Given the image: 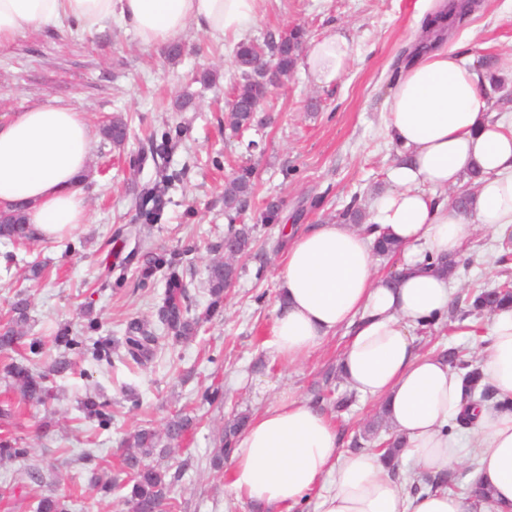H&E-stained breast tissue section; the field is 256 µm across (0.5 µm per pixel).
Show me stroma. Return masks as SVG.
I'll use <instances>...</instances> for the list:
<instances>
[{
	"mask_svg": "<svg viewBox=\"0 0 512 512\" xmlns=\"http://www.w3.org/2000/svg\"><path fill=\"white\" fill-rule=\"evenodd\" d=\"M428 6V0H270L249 37L301 26L313 40L343 29L353 51L343 78L329 89L295 70L265 105L270 123L240 137L224 127L235 81L233 42L191 27L181 38L182 56L172 59L165 46L143 48L133 32L118 25L89 32L70 24L33 28L0 45V111L60 101L84 113L93 129L118 113L130 127L124 148L96 141L85 183L88 224L54 242L18 249L12 262L0 245V321L24 290L31 307L19 346L23 355L36 344L46 357H56L55 336L64 327L106 346L122 337L133 318L158 334L153 358L139 367L71 352V369L48 378L47 405L28 409L14 427H0V437L29 451L26 458L0 461V483L35 463L50 474L58 494L75 499L73 512H125L118 493L106 495L91 485L96 457L117 458L123 439L136 430L164 433L183 410L200 424L159 460L177 477L172 492L177 512H260L230 489L227 470L213 469L219 453L213 437L284 388L311 397L328 385L335 396L352 395L350 406L335 414L344 448L375 450L393 440L388 422L379 419L381 402L351 394L340 372L343 337L288 365L276 356L272 326L277 275L288 246L282 223L303 228L335 220L352 199L369 203L385 186L395 157L386 101ZM448 44L477 58L496 60L512 52V0H482L480 9L453 29ZM205 68L214 72L209 86L193 79ZM187 94L193 104L180 109ZM176 126L183 136L167 165L179 178L166 195L162 222L140 224L132 197L155 175L153 161H141L140 155L150 137ZM249 140L256 141V149L247 150ZM246 169L253 197L234 221L254 226L253 250L235 261L240 274L224 293L223 315L204 324L193 341L173 342L157 317L164 276L140 285L136 251L143 245L159 254L182 252L192 305L203 309L206 268L223 259L221 243L232 221L224 214V185ZM273 200L280 209L268 224L262 216ZM499 251L498 240L476 233L466 247L470 271L458 267L452 275L459 313L419 331L422 351L457 347L464 360L481 366L489 336L474 329L489 321L474 320L464 310L474 287L499 280ZM34 261L44 267L37 282L27 278V265ZM88 395L103 404L110 417L106 425L79 411ZM87 450L94 461H83Z\"/></svg>",
	"mask_w": 512,
	"mask_h": 512,
	"instance_id": "stroma-1",
	"label": "stroma"
}]
</instances>
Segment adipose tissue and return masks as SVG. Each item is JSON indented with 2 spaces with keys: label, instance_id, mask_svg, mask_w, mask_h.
I'll return each instance as SVG.
<instances>
[{
  "label": "adipose tissue",
  "instance_id": "obj_1",
  "mask_svg": "<svg viewBox=\"0 0 512 512\" xmlns=\"http://www.w3.org/2000/svg\"><path fill=\"white\" fill-rule=\"evenodd\" d=\"M265 0H0V45L47 24L94 31L116 22L144 47L179 41L188 28L236 40ZM352 48L343 32L310 41L302 69L328 88L346 72ZM492 69L457 49L418 43L388 100L387 132L398 158L362 229L340 221L315 224L288 240L278 274L272 332L277 355L304 359L336 335L351 390L382 400L420 474L438 475L467 454L496 512H512V411L473 410L466 442L448 434L460 414L463 380L446 358L422 352L417 332L448 311L454 293L441 258L460 259L476 228L512 235V128L491 112L484 94ZM94 132L83 113L62 103L0 116V207L25 204L38 236L59 237L87 223L84 184ZM480 168L468 211L443 189ZM400 247L393 273H376L374 243ZM491 343L481 374L495 400L512 401V307L491 315ZM229 486L266 512H294L328 485L320 512H477L476 503L444 488L406 492L379 453L341 452L331 419L290 389L254 412L237 437Z\"/></svg>",
  "mask_w": 512,
  "mask_h": 512
}]
</instances>
